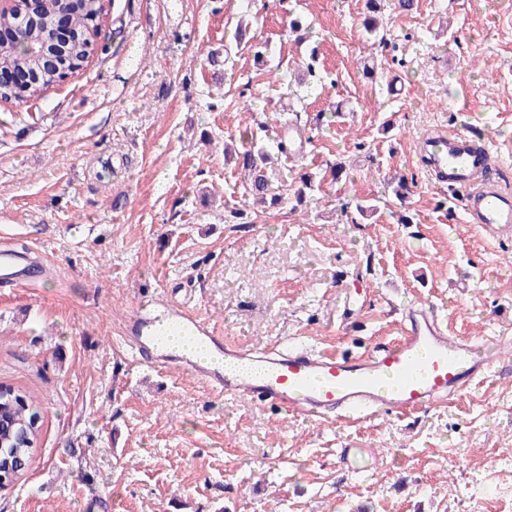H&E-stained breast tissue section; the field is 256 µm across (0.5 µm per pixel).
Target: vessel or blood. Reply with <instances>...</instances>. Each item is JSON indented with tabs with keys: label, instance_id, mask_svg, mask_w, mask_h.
<instances>
[{
	"label": "vessel or blood",
	"instance_id": "obj_1",
	"mask_svg": "<svg viewBox=\"0 0 512 512\" xmlns=\"http://www.w3.org/2000/svg\"><path fill=\"white\" fill-rule=\"evenodd\" d=\"M428 172L463 189L466 223L485 236L512 235V192L492 176L506 160L493 144L463 132L424 137ZM39 267L0 251V279L26 288ZM501 338L476 345L449 335L427 309L413 310L401 336L361 357L308 345L243 349L188 304L152 301L130 320L126 345L135 364L187 372L219 395L244 397L286 416L331 423L423 411L491 379Z\"/></svg>",
	"mask_w": 512,
	"mask_h": 512
}]
</instances>
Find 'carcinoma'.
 I'll list each match as a JSON object with an SVG mask.
<instances>
[{
    "mask_svg": "<svg viewBox=\"0 0 512 512\" xmlns=\"http://www.w3.org/2000/svg\"><path fill=\"white\" fill-rule=\"evenodd\" d=\"M61 10L71 16L75 39L55 50L45 41ZM103 10V0H20L19 10L1 12L0 31H19L24 47L18 53H1L0 65L32 69L36 81L31 86L1 85L0 100L24 104L82 69L101 39ZM364 26L367 34L384 39L378 0H368ZM51 50L55 51L58 65L39 64L40 56ZM282 150L283 146L276 147L277 152ZM274 152L252 143L235 153L243 172L244 202L252 198L275 206L293 198L296 204H302L315 191L312 176L301 175L299 186L291 193L288 185L273 184L268 168ZM41 427V412L33 397L19 388L0 385V488L12 484L28 468L38 448Z\"/></svg>",
    "mask_w": 512,
    "mask_h": 512,
    "instance_id": "cac0c4a2",
    "label": "carcinoma"
}]
</instances>
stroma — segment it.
I'll return each instance as SVG.
<instances>
[{"mask_svg":"<svg viewBox=\"0 0 512 512\" xmlns=\"http://www.w3.org/2000/svg\"><path fill=\"white\" fill-rule=\"evenodd\" d=\"M104 6L82 70L0 101V250L47 263L35 287L0 282V383L43 417L0 512H512V373L404 419L319 424L122 357L146 295L189 300L248 348L362 350L423 304L474 343L512 337V237L465 223L419 150L436 130L512 142V0L388 9L375 45L366 0ZM241 20L270 64L239 51L216 85L208 54ZM311 53L326 79L302 87L298 111L285 82ZM258 133L292 151L275 183L348 168L303 206L226 223L241 176L224 147ZM401 176L399 201L388 183ZM356 199L385 206L363 216ZM343 448L367 449V470L343 466Z\"/></svg>","mask_w":512,"mask_h":512,"instance_id":"obj_1","label":"stroma"}]
</instances>
